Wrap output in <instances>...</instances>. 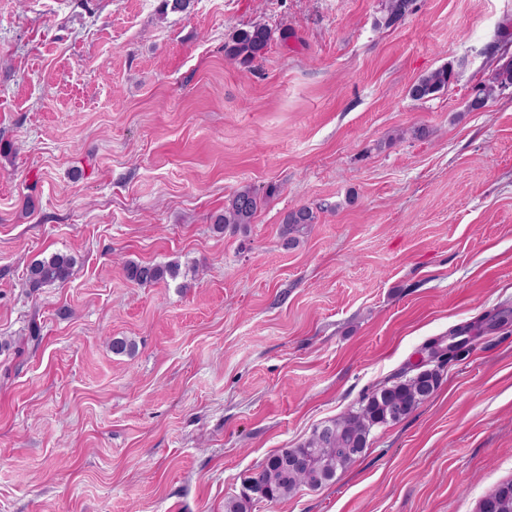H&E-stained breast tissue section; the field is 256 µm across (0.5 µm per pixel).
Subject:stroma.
I'll return each mask as SVG.
<instances>
[{"mask_svg":"<svg viewBox=\"0 0 512 512\" xmlns=\"http://www.w3.org/2000/svg\"><path fill=\"white\" fill-rule=\"evenodd\" d=\"M160 5L0 0V512H224L460 327L430 399L252 512H476L512 479V94L465 103L512 0H416L393 29L382 0ZM254 24L266 54L230 60ZM244 185L250 233L217 232ZM54 252L72 278L29 292ZM128 260L187 277L141 287ZM273 33L262 24H255L248 29H239L232 37L231 44L224 46L227 57L241 64H251L265 54ZM454 78L453 65L445 64L414 82L408 90V95L416 101L429 99L448 88ZM314 212L307 206L289 211L282 221V237L286 247H294L299 243L298 235L302 234L310 224L315 222Z\"/></svg>","mask_w":512,"mask_h":512,"instance_id":"35a3bbf8","label":"stroma"}]
</instances>
